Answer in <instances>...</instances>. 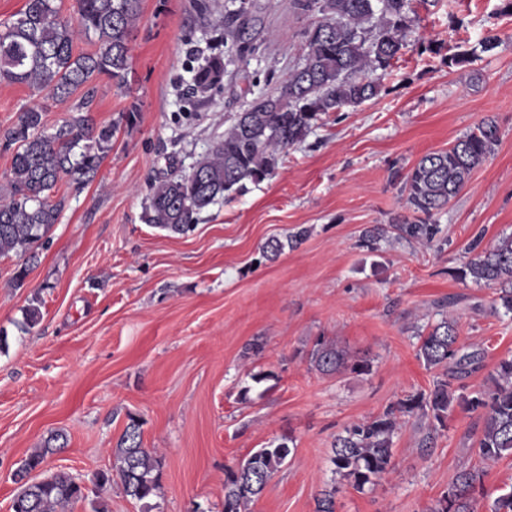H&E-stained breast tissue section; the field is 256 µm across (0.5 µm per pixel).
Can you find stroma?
Instances as JSON below:
<instances>
[{
    "label": "stroma",
    "mask_w": 512,
    "mask_h": 512,
    "mask_svg": "<svg viewBox=\"0 0 512 512\" xmlns=\"http://www.w3.org/2000/svg\"><path fill=\"white\" fill-rule=\"evenodd\" d=\"M210 4L203 17L193 0H141L123 81L96 83L94 125L114 129L96 179L58 183L51 199L63 208L34 261L0 257V512L17 491L18 462L50 433L67 445L47 470L88 484L111 469L131 414L162 462L161 487L145 505L112 483L102 494L108 512H224L227 470L285 437L293 452L249 512H314L334 483L336 436L432 389L438 373L417 359V335L441 304L452 305L464 351L480 355L463 378L468 389L486 388L512 355V317L494 312L493 288L456 275L473 239L490 248L512 234L506 0H412L415 21L380 94L322 115L264 181L245 182L177 235L143 219L154 185L170 169L190 171L239 112L281 90L316 18L293 0ZM236 12L246 22L239 40L225 25ZM489 35L498 46L479 51ZM460 47L475 57L449 66ZM215 55L223 82L193 93L195 70ZM33 106L50 132L73 103L0 82V130ZM488 116L499 143L434 216L439 234L429 244L404 238L397 223L416 219L404 205L407 174ZM272 239L285 247L270 261ZM34 300L42 318L29 328ZM320 340L369 359V372L317 371L310 353ZM479 434L476 414L461 409L437 432L408 419L390 473L362 493L341 488L336 512H431L476 464Z\"/></svg>",
    "instance_id": "obj_1"
}]
</instances>
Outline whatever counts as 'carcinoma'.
<instances>
[{
    "label": "carcinoma",
    "instance_id": "obj_1",
    "mask_svg": "<svg viewBox=\"0 0 512 512\" xmlns=\"http://www.w3.org/2000/svg\"><path fill=\"white\" fill-rule=\"evenodd\" d=\"M411 2L294 0L301 12L320 15L305 31L303 64L289 75L280 93L263 96L239 113L209 157L187 173L174 171L158 182L146 208V223L179 235L194 231L199 215L210 205L239 192L247 181L269 176L280 155L303 141L320 115L356 108L378 96L412 26ZM140 5L141 0H77L73 18L61 14L57 0H26L18 17L0 31V81L24 84L62 101L81 93L71 117L50 133L36 107L21 112L16 124L0 132V149L12 152L7 187L0 196V256L35 258V248L47 241L62 210V202L50 201L57 184L66 177L80 189L97 176L111 148L113 128L97 130L91 123L92 81L123 77ZM82 37L95 39V51L74 53L75 42ZM223 79L224 60L216 56L195 71L193 86L206 93ZM498 143V124L486 118L450 148L424 155L404 184L405 207L417 219L398 225L401 234L433 242L439 229L429 220L464 188ZM480 242L477 237L470 243V257L459 275L493 287L494 310L512 315V235L488 249L480 248ZM458 340L457 320L448 316L418 334L417 358L428 369L442 370L441 377L428 394L410 395L336 436L331 463L339 484L321 493L315 512H335L340 486L363 492L390 472L393 439L404 418H426L436 431L446 427L458 407L479 416L478 466L456 475L433 512H477V492L487 498L486 512H512V487L492 497L483 485L486 466L512 457V356L498 361L488 387L469 392L454 384L455 373L478 361V353L461 352ZM311 364L325 374H363L370 367L368 360L355 359L326 342L317 344ZM63 447V435L50 434L42 447L22 460V472L41 467ZM291 453L283 438L229 470L224 512H248V505L261 496ZM112 454L113 472L99 473L91 488L58 470L37 484L16 480L19 488L13 501L23 506L21 512H58L79 501L88 503L92 512H105L100 493L114 476L125 495L139 502L157 495L161 460L143 447L139 419L128 416Z\"/></svg>",
    "mask_w": 512,
    "mask_h": 512
}]
</instances>
